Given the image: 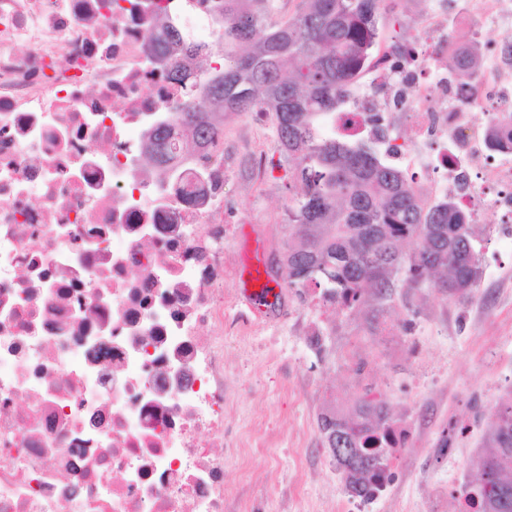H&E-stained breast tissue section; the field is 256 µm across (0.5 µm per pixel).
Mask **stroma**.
<instances>
[{
	"label": "stroma",
	"instance_id": "35a3bbf8",
	"mask_svg": "<svg viewBox=\"0 0 512 512\" xmlns=\"http://www.w3.org/2000/svg\"><path fill=\"white\" fill-rule=\"evenodd\" d=\"M469 0H381L374 54L411 41L419 19L449 22ZM262 140L280 159L274 130L255 136L250 118L224 115V157L246 165ZM287 167L224 185V483L235 492L224 512H454L475 460L487 455L489 413L512 399V237L476 227L481 279L468 300L435 288L397 289L378 300L368 289L352 310L327 306L319 289L288 286ZM258 236L278 293L258 313L239 282L247 235ZM366 398L386 407L408 439L395 453L393 479L378 497L354 500L323 444L318 418L352 411Z\"/></svg>",
	"mask_w": 512,
	"mask_h": 512
}]
</instances>
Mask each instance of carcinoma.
Wrapping results in <instances>:
<instances>
[{"label":"carcinoma","instance_id":"carcinoma-1","mask_svg":"<svg viewBox=\"0 0 512 512\" xmlns=\"http://www.w3.org/2000/svg\"><path fill=\"white\" fill-rule=\"evenodd\" d=\"M207 13L219 33L212 44L197 43L170 22L154 37V61L186 91L169 116L152 122L146 154L153 165L173 169L176 143L189 134L195 146L224 134L226 112H270L277 142L293 162L300 192L289 199L288 287L319 288L350 309L368 288L380 299L398 288H439L465 298L480 274L471 213L446 198L424 208L408 175L379 157L389 140L382 117L364 122L372 136L341 140L324 135L349 97L355 75L367 64L377 38L380 0H308L282 23L269 22L274 0H188ZM222 59L201 80L179 59ZM475 54L464 50L452 71L473 75ZM411 244L408 252L403 242ZM325 447L333 437L354 449L348 466L353 495L368 501L384 478L374 448L395 447V423L387 410L360 399L350 414L319 417ZM495 453L483 461L487 485L472 489L474 512H512L503 500L512 492V402L494 412L487 437Z\"/></svg>","mask_w":512,"mask_h":512}]
</instances>
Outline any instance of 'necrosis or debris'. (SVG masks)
I'll return each instance as SVG.
<instances>
[{
  "label": "necrosis or debris",
  "instance_id": "obj_1",
  "mask_svg": "<svg viewBox=\"0 0 512 512\" xmlns=\"http://www.w3.org/2000/svg\"><path fill=\"white\" fill-rule=\"evenodd\" d=\"M182 0H0V512H224V142L142 175L143 132L181 88L156 68ZM378 61L387 107L444 144L426 175L512 233V47L471 82L463 41ZM494 106L477 123L473 101ZM202 183V204L183 198Z\"/></svg>",
  "mask_w": 512,
  "mask_h": 512
}]
</instances>
